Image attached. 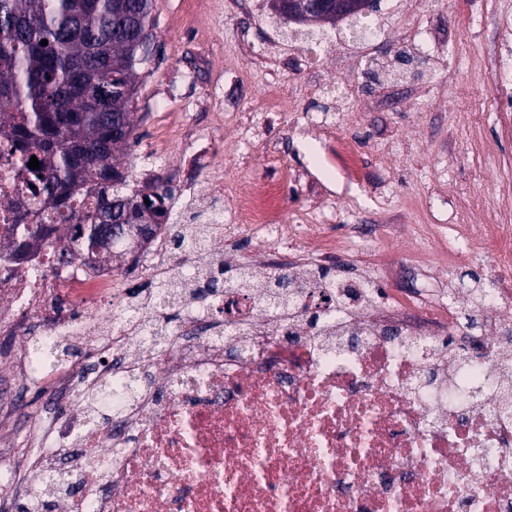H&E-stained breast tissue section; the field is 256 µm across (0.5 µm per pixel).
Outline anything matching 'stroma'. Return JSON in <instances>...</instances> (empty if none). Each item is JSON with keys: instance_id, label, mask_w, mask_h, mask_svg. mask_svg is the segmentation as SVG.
I'll use <instances>...</instances> for the list:
<instances>
[{"instance_id": "obj_1", "label": "stroma", "mask_w": 512, "mask_h": 512, "mask_svg": "<svg viewBox=\"0 0 512 512\" xmlns=\"http://www.w3.org/2000/svg\"><path fill=\"white\" fill-rule=\"evenodd\" d=\"M377 0L375 34L320 38L272 18L269 0H156L155 55L139 71L129 180L172 192L171 222L230 183L287 172L278 214L349 238L339 266L440 302L489 282L455 250L500 221L512 191V0ZM288 103L287 119L268 104ZM251 130L252 143L240 142ZM343 138L364 157L331 159ZM224 169V187L210 168Z\"/></svg>"}]
</instances>
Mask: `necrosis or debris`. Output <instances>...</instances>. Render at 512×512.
I'll use <instances>...</instances> for the list:
<instances>
[{
    "label": "necrosis or debris",
    "instance_id": "4bbe7bcc",
    "mask_svg": "<svg viewBox=\"0 0 512 512\" xmlns=\"http://www.w3.org/2000/svg\"><path fill=\"white\" fill-rule=\"evenodd\" d=\"M280 182L241 184L232 212L203 211L202 247L171 259L183 224L159 231L141 267L149 287L224 262L225 223L260 243L294 238L332 256L347 239L278 221ZM51 224L17 251L25 229ZM68 222L34 196L11 138L0 134V372L47 379L50 402L0 397V512H512L511 288L435 307L397 294L395 334L362 280L318 288L319 268L287 310L269 306L283 269L248 288L195 293L164 345L134 332L132 290L110 266L60 261ZM467 253L512 272V229L486 225ZM73 343L59 368L35 345ZM112 388L94 409L85 393ZM68 470L72 489L55 477Z\"/></svg>",
    "mask_w": 512,
    "mask_h": 512
}]
</instances>
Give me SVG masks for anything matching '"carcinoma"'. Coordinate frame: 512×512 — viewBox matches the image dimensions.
Instances as JSON below:
<instances>
[{"mask_svg": "<svg viewBox=\"0 0 512 512\" xmlns=\"http://www.w3.org/2000/svg\"><path fill=\"white\" fill-rule=\"evenodd\" d=\"M155 0H0V133L36 151L47 205L77 219L68 254H92L99 224L150 225V244L168 214L170 189L146 186L149 203L130 211V185L118 157L133 139L131 104L138 70L152 55ZM369 14L350 18L353 37L370 32ZM48 44L41 45L42 40ZM95 192L93 206L76 197Z\"/></svg>", "mask_w": 512, "mask_h": 512, "instance_id": "obj_1", "label": "carcinoma"}]
</instances>
